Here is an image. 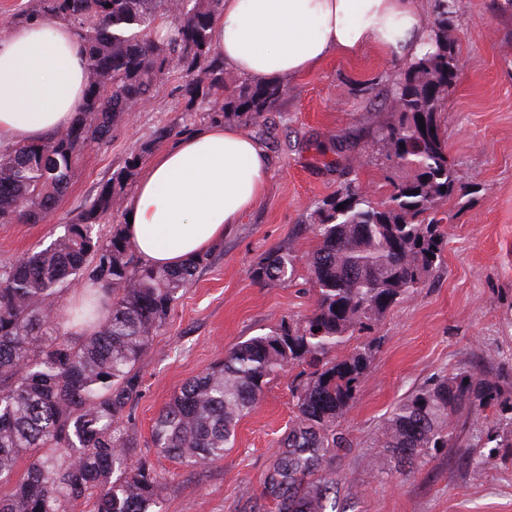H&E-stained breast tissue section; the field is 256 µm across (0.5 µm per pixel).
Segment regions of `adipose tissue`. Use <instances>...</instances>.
<instances>
[{
  "label": "adipose tissue",
  "mask_w": 512,
  "mask_h": 512,
  "mask_svg": "<svg viewBox=\"0 0 512 512\" xmlns=\"http://www.w3.org/2000/svg\"><path fill=\"white\" fill-rule=\"evenodd\" d=\"M212 40L226 67L268 84L369 46L418 56L429 28L419 0H224ZM86 82L82 41L66 22L15 26L0 40V140L41 139L67 127ZM268 167L263 147L234 124L175 140L150 158L125 201L129 247L157 267L212 250L261 198Z\"/></svg>",
  "instance_id": "ef3b65f1"
}]
</instances>
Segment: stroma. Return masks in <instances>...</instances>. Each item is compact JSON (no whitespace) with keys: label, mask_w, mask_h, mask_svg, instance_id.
<instances>
[{"label":"stroma","mask_w":512,"mask_h":512,"mask_svg":"<svg viewBox=\"0 0 512 512\" xmlns=\"http://www.w3.org/2000/svg\"><path fill=\"white\" fill-rule=\"evenodd\" d=\"M512 17L492 0H457L448 41L461 72L445 99L448 160L467 194L448 202L442 223L444 260L425 288L410 295L368 330L378 352L340 430L348 447L328 469L336 512H512V448L487 439L491 420L466 434L469 455L430 450L410 475L377 445L394 404L415 387L476 365L504 372L501 400L512 407ZM406 65L369 46L353 56L335 54L307 75L285 82L286 94L263 127L243 123L270 160L268 190L212 251V261L184 290L155 337L140 370L144 389L134 430L148 453L151 426L170 395L205 372L238 341L268 332L283 318L308 313L315 297L306 263L287 288L255 281L251 270L284 246L298 256L313 246L297 232L317 202L355 180L381 198L394 175L373 133L391 122L393 82ZM185 79L172 71L153 99L123 123L109 143L80 156L66 197L40 224H0V260L48 244L79 206L122 164L135 144L158 126L179 121L186 133L205 126L188 108ZM288 368L264 389L261 403L239 423L224 457L191 469L160 458L166 480L163 512H277L264 480L294 417Z\"/></svg>","instance_id":"obj_1"}]
</instances>
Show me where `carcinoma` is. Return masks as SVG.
Listing matches in <instances>:
<instances>
[{
    "label": "carcinoma",
    "mask_w": 512,
    "mask_h": 512,
    "mask_svg": "<svg viewBox=\"0 0 512 512\" xmlns=\"http://www.w3.org/2000/svg\"><path fill=\"white\" fill-rule=\"evenodd\" d=\"M222 10L223 0H37L25 20L66 21L83 42L89 77L72 122L76 136L65 128L40 141H0V224H36L52 213L80 154L110 140L132 105L150 101L173 69L202 75L185 92L211 120L259 124L283 88L226 76L211 36ZM453 14L452 0H435L429 48L401 71L393 88L396 118L375 131L400 171L388 197L375 201L347 183L301 227L315 242L310 314L239 342L186 381L154 419L156 453L189 468L223 458L266 385L285 367H298L295 417L264 485L277 512H326L327 465L346 447L336 427L369 374L375 347L357 345L343 360L332 353L424 287L444 263L436 214L458 185L440 96L448 67L458 61L448 44ZM160 17L171 19V30L156 41L149 30ZM178 128L159 126L132 148L47 246L0 260V512H75L85 504L89 512H162L164 477L136 452L133 432L140 365L211 253L156 267L129 248L123 225L105 233L101 226L154 143ZM251 274L287 287L296 255L279 247ZM79 281L89 287L60 309L63 293ZM500 397L495 381L463 367L401 398L378 447L408 472L430 448L462 447L467 424L498 407ZM498 425L494 441L511 448L512 417Z\"/></svg>",
    "instance_id": "1"
}]
</instances>
